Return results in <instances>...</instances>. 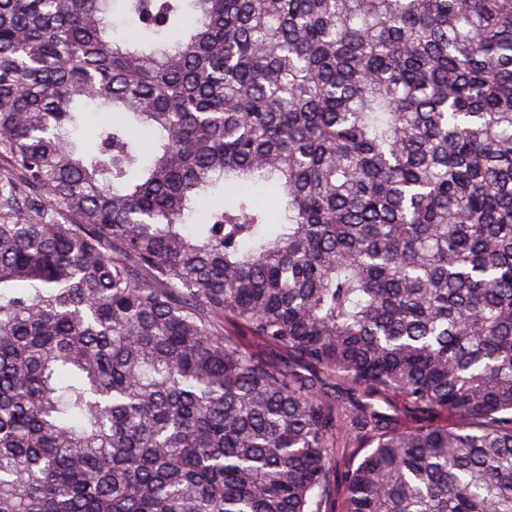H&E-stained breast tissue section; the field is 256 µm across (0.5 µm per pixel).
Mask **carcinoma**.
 <instances>
[{
  "instance_id": "1",
  "label": "carcinoma",
  "mask_w": 512,
  "mask_h": 512,
  "mask_svg": "<svg viewBox=\"0 0 512 512\" xmlns=\"http://www.w3.org/2000/svg\"><path fill=\"white\" fill-rule=\"evenodd\" d=\"M0 160V512H512V0H0Z\"/></svg>"
}]
</instances>
